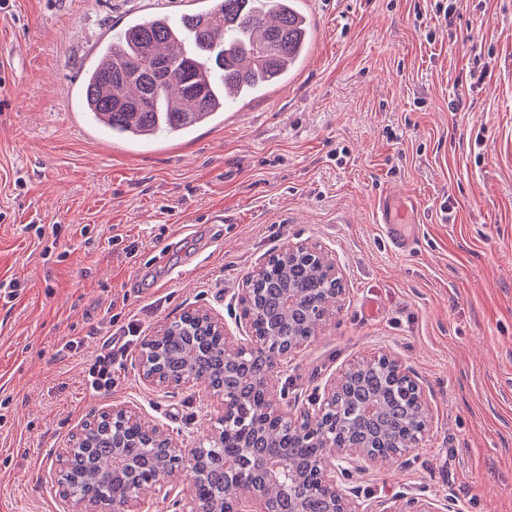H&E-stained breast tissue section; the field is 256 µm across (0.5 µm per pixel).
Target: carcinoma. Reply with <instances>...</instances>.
I'll return each mask as SVG.
<instances>
[{"mask_svg": "<svg viewBox=\"0 0 512 512\" xmlns=\"http://www.w3.org/2000/svg\"><path fill=\"white\" fill-rule=\"evenodd\" d=\"M311 34L303 31L294 6L283 0H219L218 11H193L174 21L165 15L129 20L115 40L98 50L81 82V100L90 122L128 141L149 136L185 135L216 121L228 104L224 95L251 100L287 80L300 68ZM293 281L316 296L330 287L309 266H275L257 283L262 312L255 332L276 336H315L304 312L283 315L285 286ZM222 349L210 330L183 314L170 324L165 371L187 364L217 367ZM389 372L375 366L345 389L344 409L355 413L372 396L381 400L377 421L360 426L363 434L381 432L385 423L401 419L407 403ZM122 440L127 457L144 464L153 458L147 434L136 427L113 430L112 415L103 413L80 435L64 486L76 498L112 500L113 438ZM289 448L288 435L272 434L254 442L252 456L270 460ZM224 470L217 468L198 496L221 508L219 490Z\"/></svg>", "mask_w": 512, "mask_h": 512, "instance_id": "1", "label": "carcinoma"}]
</instances>
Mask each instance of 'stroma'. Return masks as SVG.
<instances>
[{
    "label": "stroma",
    "mask_w": 512,
    "mask_h": 512,
    "mask_svg": "<svg viewBox=\"0 0 512 512\" xmlns=\"http://www.w3.org/2000/svg\"><path fill=\"white\" fill-rule=\"evenodd\" d=\"M311 9L314 40L288 81L187 137L135 143L86 119L83 72L125 21L180 19L184 0L0 13V281L23 287L0 297V512H66L58 457L112 406L180 440L220 428L199 387L143 382L141 340L111 391L89 369L132 317L144 337L192 309L235 327L245 276L303 240L335 255L345 294L278 375L289 410L390 350L433 416L403 462L355 472L351 491L512 512V0ZM392 193L415 201L405 255L377 222Z\"/></svg>",
    "instance_id": "1"
}]
</instances>
